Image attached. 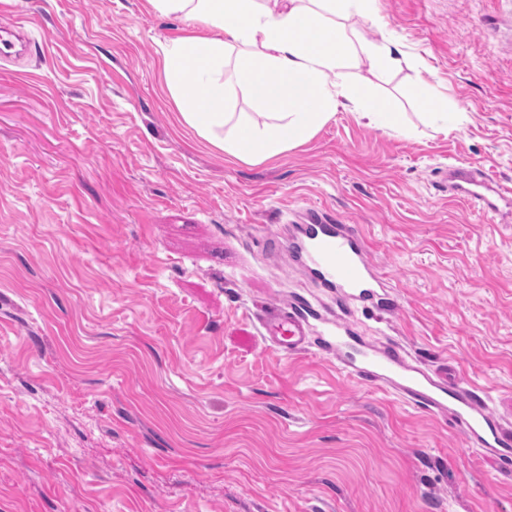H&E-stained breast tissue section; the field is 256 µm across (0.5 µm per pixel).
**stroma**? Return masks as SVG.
Listing matches in <instances>:
<instances>
[{
  "label": "stroma",
  "mask_w": 512,
  "mask_h": 512,
  "mask_svg": "<svg viewBox=\"0 0 512 512\" xmlns=\"http://www.w3.org/2000/svg\"><path fill=\"white\" fill-rule=\"evenodd\" d=\"M375 9L349 23L401 64L359 88L405 133L341 109L249 164L167 87L157 44L198 23L0 0L31 36L0 58V512H512V472L448 420L260 334L267 306L316 293L266 246L316 208L393 284L356 331L512 406V217L448 195L452 164L512 188V0Z\"/></svg>",
  "instance_id": "35a3bbf8"
}]
</instances>
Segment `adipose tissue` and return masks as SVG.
Masks as SVG:
<instances>
[{"instance_id": "ef3b65f1", "label": "adipose tissue", "mask_w": 512, "mask_h": 512, "mask_svg": "<svg viewBox=\"0 0 512 512\" xmlns=\"http://www.w3.org/2000/svg\"><path fill=\"white\" fill-rule=\"evenodd\" d=\"M160 14L197 21L204 30L160 42L176 100L203 88L201 111L184 121L211 144L245 162L283 153L310 138L338 109L383 131L403 124L392 103L359 94L353 74L397 64L390 43L366 42L346 24L376 19L373 0H150ZM261 88L280 109L262 118L231 106L239 91Z\"/></svg>"}]
</instances>
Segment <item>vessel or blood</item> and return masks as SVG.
Listing matches in <instances>:
<instances>
[{
  "mask_svg": "<svg viewBox=\"0 0 512 512\" xmlns=\"http://www.w3.org/2000/svg\"><path fill=\"white\" fill-rule=\"evenodd\" d=\"M22 29L16 21L0 26V55H9L22 43ZM448 193L494 219L498 200L511 196L512 190L500 187L482 167L456 166L448 170ZM273 248L287 250L294 270L336 303L332 317L322 313L320 300L294 294L267 307L260 333L277 351L292 356L314 348L332 356L354 379L384 386L419 409L451 417L468 447L512 469L511 411L493 410L482 391L462 381L456 369L429 370L400 345L370 342L348 325L346 317L355 309L390 308L389 284L378 273L363 234L348 224L328 223L319 210L306 209L298 212L287 242H275Z\"/></svg>",
  "mask_w": 512,
  "mask_h": 512,
  "instance_id": "obj_1",
  "label": "vessel or blood"
}]
</instances>
